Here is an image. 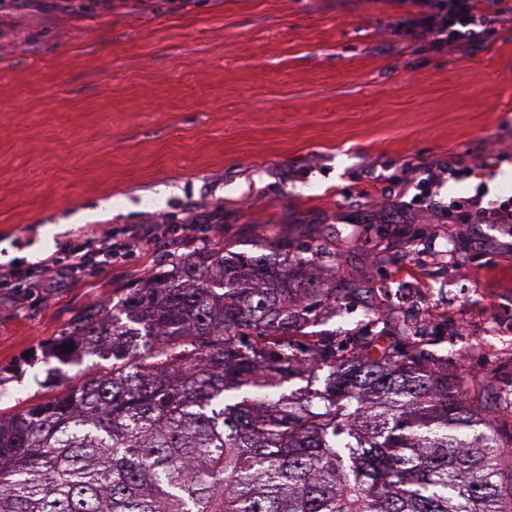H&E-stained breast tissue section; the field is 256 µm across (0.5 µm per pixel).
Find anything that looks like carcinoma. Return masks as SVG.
Wrapping results in <instances>:
<instances>
[{
    "label": "carcinoma",
    "mask_w": 512,
    "mask_h": 512,
    "mask_svg": "<svg viewBox=\"0 0 512 512\" xmlns=\"http://www.w3.org/2000/svg\"><path fill=\"white\" fill-rule=\"evenodd\" d=\"M272 249L198 250L77 314L53 355L111 365L0 417V512H512L505 447L448 362L304 340L336 254L320 276Z\"/></svg>",
    "instance_id": "cac0c4a2"
}]
</instances>
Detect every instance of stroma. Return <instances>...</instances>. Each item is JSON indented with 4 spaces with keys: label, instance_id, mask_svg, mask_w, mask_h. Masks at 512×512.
<instances>
[{
    "label": "stroma",
    "instance_id": "stroma-1",
    "mask_svg": "<svg viewBox=\"0 0 512 512\" xmlns=\"http://www.w3.org/2000/svg\"><path fill=\"white\" fill-rule=\"evenodd\" d=\"M412 0H0V265L40 263L85 235L179 225L113 266L58 287L0 290V415L55 395L52 340L204 247L278 240L329 247L336 293L372 251L398 277L409 255L457 236L462 318L512 303V228L469 224L512 196V21L483 43L434 50L393 26ZM510 148L482 156L485 135ZM448 213L391 210L424 167ZM312 335L384 339L354 301ZM472 407L512 445V347L449 362Z\"/></svg>",
    "mask_w": 512,
    "mask_h": 512
}]
</instances>
